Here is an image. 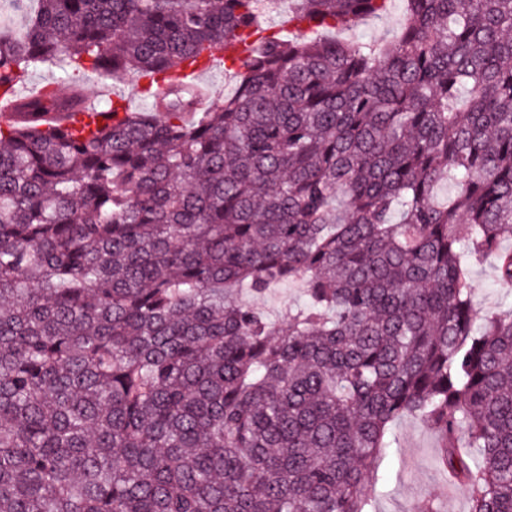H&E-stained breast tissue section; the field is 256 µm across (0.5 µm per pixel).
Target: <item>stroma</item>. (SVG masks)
Returning <instances> with one entry per match:
<instances>
[{"instance_id":"35a3bbf8","label":"stroma","mask_w":512,"mask_h":512,"mask_svg":"<svg viewBox=\"0 0 512 512\" xmlns=\"http://www.w3.org/2000/svg\"><path fill=\"white\" fill-rule=\"evenodd\" d=\"M405 22L403 0H389L387 13L379 21L356 28H341V40L379 41L391 37ZM470 287L480 312L512 308V289L500 287L492 262L472 265ZM391 444L377 463L380 494L373 501V512H419L423 502H431L435 512H470L467 491L450 483L439 465L442 439L416 416L394 422Z\"/></svg>"}]
</instances>
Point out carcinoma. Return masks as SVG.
I'll return each mask as SVG.
<instances>
[{"label":"carcinoma","instance_id":"cac0c4a2","mask_svg":"<svg viewBox=\"0 0 512 512\" xmlns=\"http://www.w3.org/2000/svg\"><path fill=\"white\" fill-rule=\"evenodd\" d=\"M0 86V512H371L414 414L471 512H512V0H291L237 92L152 86L71 132L87 86L206 67L274 0H38ZM299 282L287 325L246 304ZM405 23V10L403 0H391L388 3L387 13L379 21L368 22L357 28H341L333 36L341 40L381 41L391 37ZM58 72L56 68L41 66L30 69L21 85L22 93L35 91L46 82L57 81ZM470 288L478 310L482 313L512 308V289L502 288L495 278L490 260L471 266Z\"/></svg>","mask_w":512,"mask_h":512}]
</instances>
